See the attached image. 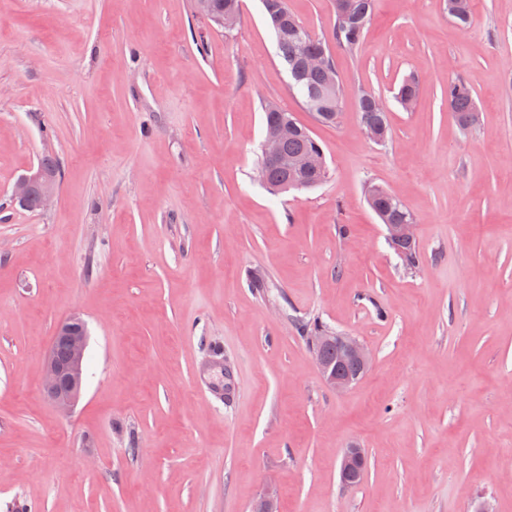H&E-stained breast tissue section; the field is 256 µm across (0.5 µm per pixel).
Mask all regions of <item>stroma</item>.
<instances>
[{"label":"stroma","mask_w":512,"mask_h":512,"mask_svg":"<svg viewBox=\"0 0 512 512\" xmlns=\"http://www.w3.org/2000/svg\"><path fill=\"white\" fill-rule=\"evenodd\" d=\"M332 39V0H288ZM333 125L289 88L262 0L224 31L194 0H0V512H512V0H376ZM420 81L403 109L404 78ZM473 90L461 130L449 80ZM388 103L382 144L358 91ZM273 101L327 179H257ZM52 202L11 200L43 155ZM416 217L407 267L366 201ZM85 321L81 396L43 390L57 326ZM373 353L345 392L298 324ZM364 448L344 486V448Z\"/></svg>","instance_id":"stroma-1"}]
</instances>
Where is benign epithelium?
Instances as JSON below:
<instances>
[{"instance_id":"obj_1","label":"benign epithelium","mask_w":512,"mask_h":512,"mask_svg":"<svg viewBox=\"0 0 512 512\" xmlns=\"http://www.w3.org/2000/svg\"><path fill=\"white\" fill-rule=\"evenodd\" d=\"M292 130L288 122L282 124L279 130L271 133L264 143L267 158L276 161L281 157L280 145L282 138ZM39 192V207H45L52 199L56 189V178L37 166L29 170L15 184L12 199L23 202L33 190ZM416 219L410 218L404 224L385 225L387 239L412 241L415 239L414 227ZM67 344L70 358L63 363L56 357L59 343ZM88 343L86 324L78 315H73L62 322L56 334L49 354L45 360L44 391L48 398L62 412H68L74 406L83 388L81 364ZM328 345H334L340 351L346 362L356 371H341L336 363L328 361L320 355V351ZM312 348L318 352L316 362L319 371L327 385L337 393H341L356 384L365 375L372 361V353L368 347L353 336L327 333L315 336ZM367 465L364 449L355 445L344 449L340 463V479L345 485L357 481Z\"/></svg>"}]
</instances>
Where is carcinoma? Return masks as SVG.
Instances as JSON below:
<instances>
[{
	"label": "carcinoma",
	"instance_id": "1",
	"mask_svg": "<svg viewBox=\"0 0 512 512\" xmlns=\"http://www.w3.org/2000/svg\"><path fill=\"white\" fill-rule=\"evenodd\" d=\"M272 8L265 9L268 23L272 28L277 45V53L291 78V89L300 97L302 106L323 124L336 123L343 99V87L340 85L335 64L328 71H315L303 62L298 53L299 39L306 42V54L324 55L332 58L329 46L320 38L313 36L288 9L287 0H271ZM448 16L462 30L466 29L473 18L472 0H446ZM374 10V0H334L336 25L334 39L336 46L352 52L364 34V30ZM200 14L220 28L229 29L227 19L238 20L240 0H204ZM419 95V81L414 78L404 80L400 86L397 100L405 109L412 107ZM375 95L362 91L356 96L355 106L361 126L372 125L381 132L380 142H385L390 133L388 113L379 112L372 106ZM448 109L457 125L466 129L477 121V107L471 89L460 79L448 82ZM288 118L285 111L275 104L264 106L265 130L279 126ZM295 129L281 142V153L289 160H296L307 153L321 151V146L313 138L310 130L299 122ZM259 165L265 169L266 187L274 192L292 189L290 183L303 181L315 188L324 180L323 175L303 169H294L286 164L269 162L260 156ZM366 199L383 224H399L410 218V211L404 204L386 189L370 185L366 190ZM393 249L406 262L414 267L419 264L416 244L401 243Z\"/></svg>",
	"mask_w": 512,
	"mask_h": 512
}]
</instances>
